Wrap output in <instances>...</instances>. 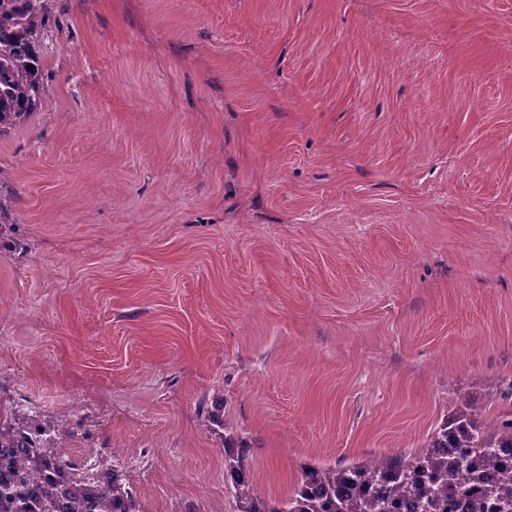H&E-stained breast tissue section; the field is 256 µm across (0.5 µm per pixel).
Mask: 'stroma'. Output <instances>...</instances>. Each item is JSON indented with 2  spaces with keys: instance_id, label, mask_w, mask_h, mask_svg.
I'll return each mask as SVG.
<instances>
[{
  "instance_id": "35a3bbf8",
  "label": "stroma",
  "mask_w": 512,
  "mask_h": 512,
  "mask_svg": "<svg viewBox=\"0 0 512 512\" xmlns=\"http://www.w3.org/2000/svg\"><path fill=\"white\" fill-rule=\"evenodd\" d=\"M0 136V406L141 512L259 494L511 408L512 0H53Z\"/></svg>"
}]
</instances>
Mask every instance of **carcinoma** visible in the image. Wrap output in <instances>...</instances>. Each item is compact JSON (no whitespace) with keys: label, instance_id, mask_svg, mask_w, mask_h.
I'll return each mask as SVG.
<instances>
[{"label":"carcinoma","instance_id":"carcinoma-1","mask_svg":"<svg viewBox=\"0 0 512 512\" xmlns=\"http://www.w3.org/2000/svg\"><path fill=\"white\" fill-rule=\"evenodd\" d=\"M52 0H0V136L44 105L42 41ZM224 443V476L237 512H512V410L487 423L466 401L413 453L382 455L357 464L307 467L286 498H264L247 463V439L224 427V398L203 410ZM75 426L48 414L0 411V512H140L123 475L106 472L96 485L53 476L62 439Z\"/></svg>","mask_w":512,"mask_h":512}]
</instances>
